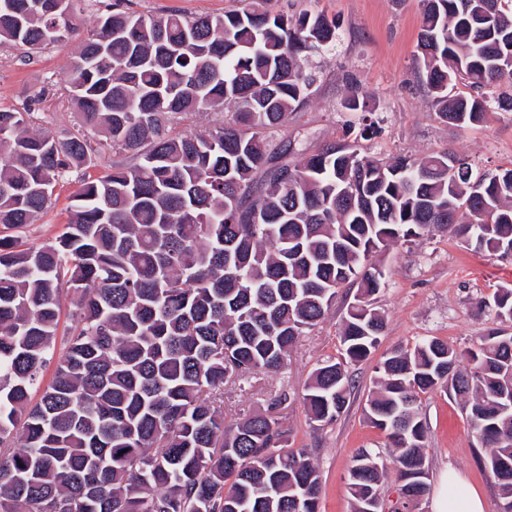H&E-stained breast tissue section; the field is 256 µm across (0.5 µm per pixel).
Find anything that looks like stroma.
Segmentation results:
<instances>
[{
  "label": "stroma",
  "mask_w": 512,
  "mask_h": 512,
  "mask_svg": "<svg viewBox=\"0 0 512 512\" xmlns=\"http://www.w3.org/2000/svg\"><path fill=\"white\" fill-rule=\"evenodd\" d=\"M138 14L160 15L177 10L188 15L219 14L236 8L237 0H126ZM287 13L311 9L334 19L339 27L335 48L312 60L320 72L318 90L302 109L275 130L276 141L292 142L311 154L324 144L354 140L361 115L342 108L352 88L364 94L381 133L364 142L369 155L390 158L453 151L468 155L477 169L512 168V112H498L463 128L443 122L414 77V52L421 17L417 0H275ZM80 37L48 47L33 59L17 47L0 46V108L19 109L35 99L36 130L50 135L72 128L73 105L60 81L80 45ZM76 185L61 183L48 210L22 227L25 246L37 248L61 234L68 221ZM385 269L387 283L375 306L386 327L380 351L436 337L464 350L498 328L493 312H478V303L496 289L512 287V260L467 250L447 231L434 230L412 243L372 254ZM353 291L341 288L325 320L307 330L277 377L256 374L230 379L224 386V421L238 422L263 412L274 393L287 392L279 414L294 447L310 449L321 478V512H350L346 477L359 449L379 451L386 473L382 489L393 498L398 485L394 452L386 435L367 420L363 408L375 376L374 361L355 366V388L347 410L333 423L315 429L306 420L299 399L317 364L341 351V319ZM419 409L427 424L425 448L429 494L416 512H433V487L443 472H456L460 483L483 499L485 512H497L498 486L484 470L485 451L474 438L458 401L442 393L422 394Z\"/></svg>",
  "instance_id": "35a3bbf8"
}]
</instances>
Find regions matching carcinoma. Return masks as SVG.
Masks as SVG:
<instances>
[{"instance_id":"1","label":"carcinoma","mask_w":512,"mask_h":512,"mask_svg":"<svg viewBox=\"0 0 512 512\" xmlns=\"http://www.w3.org/2000/svg\"><path fill=\"white\" fill-rule=\"evenodd\" d=\"M273 0L224 14L141 15L105 5L69 65L76 107L62 136L33 109H0V512H318L321 475L266 412L226 426L230 378L277 375L300 336L357 285L342 357L300 396L311 427L346 409L352 378L385 328V272L369 256L446 228L474 253L512 257V168L481 172L452 152L389 159L334 142L293 162L272 130L315 93L309 58L336 21ZM415 78L458 126L512 112V0H420ZM88 0H0V45L31 58L80 29ZM462 84L469 92H457ZM234 108L222 126L174 130L177 115ZM109 151L128 162L86 172ZM79 177L64 231L25 248L57 186ZM74 327L56 349L61 299ZM512 326V289L484 303ZM53 368L48 383L43 378ZM365 416L395 448L393 512L427 491L422 393L459 401L512 512V332L475 350L437 339L386 352ZM380 453L348 471L350 512H385Z\"/></svg>"}]
</instances>
